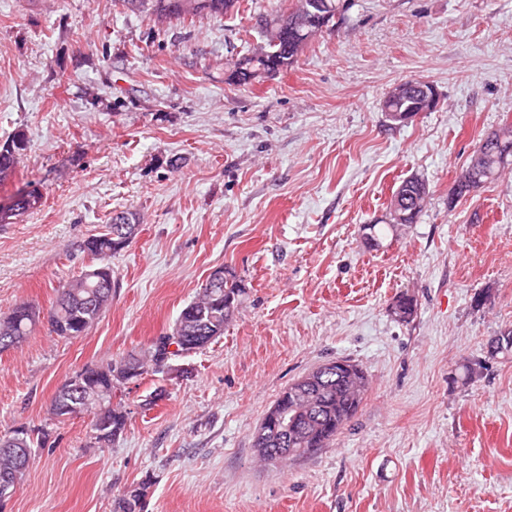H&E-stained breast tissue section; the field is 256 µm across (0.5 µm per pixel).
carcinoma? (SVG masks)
Listing matches in <instances>:
<instances>
[{"label": "carcinoma", "mask_w": 512, "mask_h": 512, "mask_svg": "<svg viewBox=\"0 0 512 512\" xmlns=\"http://www.w3.org/2000/svg\"><path fill=\"white\" fill-rule=\"evenodd\" d=\"M131 12L148 13L159 22L204 14H228L238 12L241 0H207V5L198 6L201 0H120ZM296 20L283 25L285 12L275 10L256 19L259 41L247 54L224 66V81L228 84L248 85L258 83L265 74H278L292 67L310 44L309 32L320 28L334 31L344 20L349 0H297ZM411 93L396 99L388 93L382 103V111L422 112L426 92L432 84L412 80ZM487 144H478L470 162L452 187L454 198L466 195L462 179L470 171L479 170L482 179L491 184L505 168V163L491 152L489 145L500 142L510 148L512 157V124H504L486 137ZM23 134L17 133L12 140L0 147V181L14 173L19 151L23 149ZM38 197L17 193L12 205L0 211V223L5 224L15 216L33 209ZM138 219L129 212H120L112 217L106 229L88 237L83 242V251L102 265L83 272L70 280L58 292L50 307L49 331L62 338H76L86 333L106 311L112 302V269L104 261L124 249L138 231ZM244 288L233 276L219 282L207 279L195 300L179 313L175 324L180 326V335L172 333L158 337L143 353H131L119 360L88 366L66 380L56 391L51 402V411L59 418H70L74 414L93 416L95 443L109 444L126 430L128 415L123 406L112 402L116 391L135 383L143 376L161 372L160 363L184 354L205 349L224 335V326L231 320L240 304ZM417 304L407 294L399 296L393 314L407 322L416 314ZM31 306L17 305L12 312L0 318V352L8 340L19 345L30 336L34 319ZM497 354L512 357V329L491 339ZM177 350H170L171 345ZM368 380L362 375L356 381L339 380L332 371L321 375L319 383L312 388H302L295 381L284 389L276 399L284 410V420L292 423L288 434L294 435V448H325L333 441L345 425L358 413L364 402ZM91 392L103 399L99 404H86L82 393ZM47 431L36 433L18 428L9 436L0 437V481L4 480L18 465L28 467L31 453L22 455L18 451L34 446L42 447ZM148 484L141 483L126 490L119 502L121 512H141Z\"/></svg>", "instance_id": "obj_1"}]
</instances>
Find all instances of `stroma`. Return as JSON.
I'll list each match as a JSON object with an SVG mask.
<instances>
[{
    "mask_svg": "<svg viewBox=\"0 0 512 512\" xmlns=\"http://www.w3.org/2000/svg\"><path fill=\"white\" fill-rule=\"evenodd\" d=\"M276 3L160 25L119 0H0V143L25 135L0 204L40 198L0 224V316L49 308L114 213L140 224L85 335L40 323L0 352V437L49 432L0 512H115L143 482L142 512H512V359L487 353L512 328V164L448 197L512 124V0H351L287 71L225 83ZM409 77L441 104L390 125L382 101ZM412 175L423 212L370 246L364 225ZM218 268L245 288L223 336L127 385L119 439L94 447L90 417L51 415L66 379L149 347ZM336 358L367 375L359 413L312 455L259 460L280 392ZM486 140L487 144L483 146ZM494 140L497 142V144L500 142L504 146H507L511 149L510 152H508L507 160L505 162H501V159L498 157V155L491 152L492 148H489V145H493ZM495 146L497 145L495 144L492 147ZM509 156L512 157V124L509 125L506 123L499 130L488 135L486 138L481 139L470 159V162L462 171L452 187V191L454 192V200L464 197L468 193L465 192L466 185L463 184L462 179L466 178L470 171L478 169L479 172L482 173V179L486 182V184H491L497 180L501 171L504 170L505 165L509 164Z\"/></svg>",
    "mask_w": 512,
    "mask_h": 512,
    "instance_id": "stroma-1",
    "label": "stroma"
}]
</instances>
